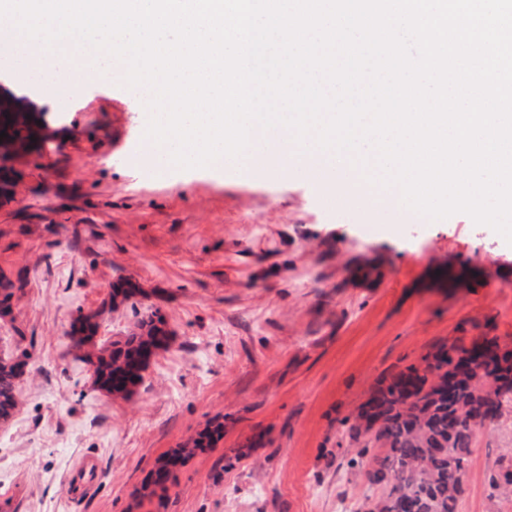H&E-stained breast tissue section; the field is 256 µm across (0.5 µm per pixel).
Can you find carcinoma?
I'll use <instances>...</instances> for the list:
<instances>
[{"mask_svg":"<svg viewBox=\"0 0 512 512\" xmlns=\"http://www.w3.org/2000/svg\"><path fill=\"white\" fill-rule=\"evenodd\" d=\"M17 290L0 276V318L11 314ZM167 326L161 310L151 307L127 334L98 343V324L85 315L71 325V340L84 350L82 362L98 389L129 398L143 383L147 349L167 347ZM30 358L25 348L0 356V422L14 415ZM511 417L512 347L489 336L433 345L421 364L383 377L357 414L339 420L342 438L355 450L347 466L365 469L376 491L356 512H459L477 435ZM223 433V424L210 425L161 456L147 475L154 486L149 496L166 492L187 461ZM489 486L492 499L512 496V459L491 473Z\"/></svg>","mask_w":512,"mask_h":512,"instance_id":"cac0c4a2","label":"carcinoma"}]
</instances>
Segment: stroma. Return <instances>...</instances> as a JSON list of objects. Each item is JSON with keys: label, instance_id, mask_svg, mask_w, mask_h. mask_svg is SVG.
Masks as SVG:
<instances>
[{"label": "stroma", "instance_id": "stroma-1", "mask_svg": "<svg viewBox=\"0 0 512 512\" xmlns=\"http://www.w3.org/2000/svg\"><path fill=\"white\" fill-rule=\"evenodd\" d=\"M0 81L43 107L58 150L19 169L0 197V274L24 278L0 351L22 331L32 362L0 426L7 512H339L370 490L347 467L338 421L383 376L429 346L482 334L512 341V247L457 213L370 217L332 204L309 170L256 177L154 165L144 104L121 81L77 95ZM466 270L456 286L441 268ZM128 279L134 303H112ZM165 314L172 340L131 399L100 391L71 346L73 320L98 314L97 337L133 327L134 308ZM220 419L224 437L196 454L164 499L143 498L156 460ZM261 436L234 467L224 455ZM512 456V420L479 433L461 512H512L488 478ZM102 478L72 499L84 458Z\"/></svg>", "mask_w": 512, "mask_h": 512}]
</instances>
